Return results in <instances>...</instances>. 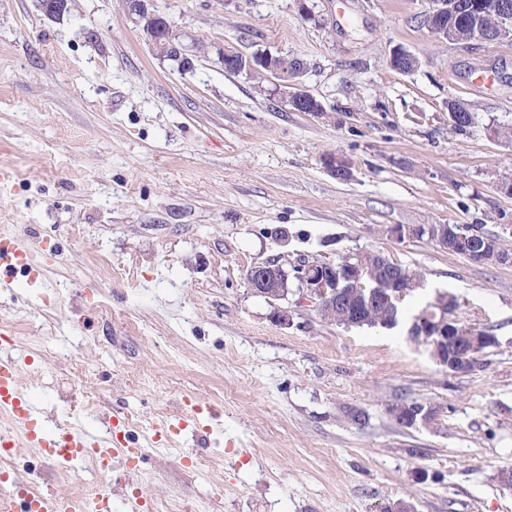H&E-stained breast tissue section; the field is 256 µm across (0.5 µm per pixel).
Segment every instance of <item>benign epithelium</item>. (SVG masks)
<instances>
[{"instance_id":"obj_1","label":"benign epithelium","mask_w":512,"mask_h":512,"mask_svg":"<svg viewBox=\"0 0 512 512\" xmlns=\"http://www.w3.org/2000/svg\"><path fill=\"white\" fill-rule=\"evenodd\" d=\"M150 0H126L128 13L135 24L148 37L156 56L166 59L177 56L182 68L193 67V59L186 54L182 45L180 32L175 25L164 21L159 28H154L157 15L149 7ZM427 7L421 12V24L436 38L451 43L473 44L494 43L512 39V0H424ZM45 16L53 21L63 19L68 10V0H39ZM219 60L226 69L236 72H247L260 78L272 79L287 104L296 112H306L314 117L327 116L323 104L316 97L301 89L300 78L306 72L303 61L286 54L271 53L246 54L237 49L220 48ZM391 65L399 72L409 74L419 65L418 58L401 48L393 51ZM326 172L341 181L352 177L351 163L344 157L327 154L322 160ZM459 227H448L446 224L401 225L388 228L391 239L402 242L406 239L423 236L446 246L454 239L463 236ZM358 253H349L345 265L349 267V282L354 288L365 287L362 279L360 264L356 262ZM332 263L326 261H298L293 264L292 271H287L276 261H270L252 267L247 272V282L254 294L266 298L273 303L271 319L274 324L285 326L290 324L292 315L287 308L277 305V302L288 296L289 280H294L300 300L312 305L320 314L327 312L339 314L345 322L360 315V312L349 303L336 296L334 289L328 287L327 280L321 276L324 267ZM419 282L412 279L406 288H387L374 297L370 307L382 305L392 308L401 301ZM452 334V339H462L470 346L479 347V340L469 329L455 325V322H440L436 326V335L443 342H448L446 334Z\"/></svg>"}]
</instances>
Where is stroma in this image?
Here are the masks:
<instances>
[{
    "label": "stroma",
    "mask_w": 512,
    "mask_h": 512,
    "mask_svg": "<svg viewBox=\"0 0 512 512\" xmlns=\"http://www.w3.org/2000/svg\"><path fill=\"white\" fill-rule=\"evenodd\" d=\"M188 70L157 57L125 0H0V234L33 244L38 287L0 297L19 382L47 417L96 428L160 418L185 430L106 475L113 507L151 512H512V266L475 264L394 224L512 225V41L462 46L420 23L422 0H152ZM290 54L330 116L292 111L273 82L229 73L216 51ZM419 59L390 65L395 48ZM475 117L464 132L449 102ZM352 164L342 182L323 168ZM375 251L425 277L418 310L448 291L452 318L493 334L478 367L452 374L406 332L347 328L314 308L271 320L246 273L302 255ZM416 401L434 421L390 413ZM366 416L356 423L352 412ZM200 455L208 467L190 469ZM428 474L413 478L415 470Z\"/></svg>",
    "instance_id": "obj_1"
}]
</instances>
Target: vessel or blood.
<instances>
[{
    "instance_id": "obj_1",
    "label": "vessel or blood",
    "mask_w": 512,
    "mask_h": 512,
    "mask_svg": "<svg viewBox=\"0 0 512 512\" xmlns=\"http://www.w3.org/2000/svg\"><path fill=\"white\" fill-rule=\"evenodd\" d=\"M27 252L24 243L0 241V293L16 294L21 283L17 277L20 260ZM17 357L8 342L0 343V410L8 413L25 437L52 459L79 464L87 453L99 456L104 468H111L120 448L89 429L79 431L53 429L42 422L40 402L17 379ZM73 505L54 489L30 493L26 483L15 482L0 489V512H71Z\"/></svg>"
}]
</instances>
